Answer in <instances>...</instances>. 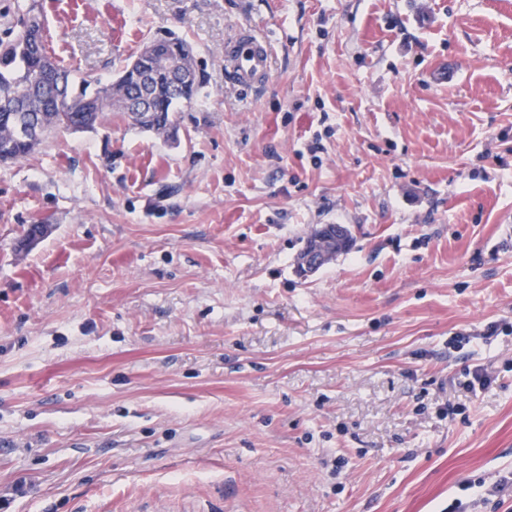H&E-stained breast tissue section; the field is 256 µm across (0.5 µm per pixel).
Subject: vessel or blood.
Wrapping results in <instances>:
<instances>
[{
	"instance_id": "vessel-or-blood-1",
	"label": "vessel or blood",
	"mask_w": 512,
	"mask_h": 512,
	"mask_svg": "<svg viewBox=\"0 0 512 512\" xmlns=\"http://www.w3.org/2000/svg\"><path fill=\"white\" fill-rule=\"evenodd\" d=\"M271 67V44L252 26H240L234 37L224 45V69L234 85L259 88L269 80Z\"/></svg>"
}]
</instances>
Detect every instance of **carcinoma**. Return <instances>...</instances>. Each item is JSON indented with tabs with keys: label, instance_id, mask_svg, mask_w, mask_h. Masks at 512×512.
<instances>
[{
	"label": "carcinoma",
	"instance_id": "obj_1",
	"mask_svg": "<svg viewBox=\"0 0 512 512\" xmlns=\"http://www.w3.org/2000/svg\"><path fill=\"white\" fill-rule=\"evenodd\" d=\"M44 20L40 0H23L13 14L0 15V162L19 161L30 156L41 142L28 143L16 135L15 123L7 112H34L42 139L75 125L93 129L106 112H132V95L144 101L138 108L151 116L133 123L145 131L168 136L175 130L176 106L192 102L202 88L197 69H192L188 90L171 87L170 71L177 55L190 48L178 37L153 40L152 51L138 53L127 63L120 77L109 83L90 73H76L48 54L44 40ZM40 70V78L21 82L26 71ZM67 92L69 106L57 107L52 94Z\"/></svg>",
	"mask_w": 512,
	"mask_h": 512
}]
</instances>
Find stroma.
<instances>
[{
    "instance_id": "obj_1",
    "label": "stroma",
    "mask_w": 512,
    "mask_h": 512,
    "mask_svg": "<svg viewBox=\"0 0 512 512\" xmlns=\"http://www.w3.org/2000/svg\"><path fill=\"white\" fill-rule=\"evenodd\" d=\"M43 10L64 65L107 81L172 32L204 89L175 138L109 112L0 163V512H484L465 480L512 469V0ZM243 24L273 47L251 93ZM323 224L351 247L300 278ZM271 67V44L251 25L239 26L234 37L224 44L225 73L236 86L261 87L269 80Z\"/></svg>"
}]
</instances>
